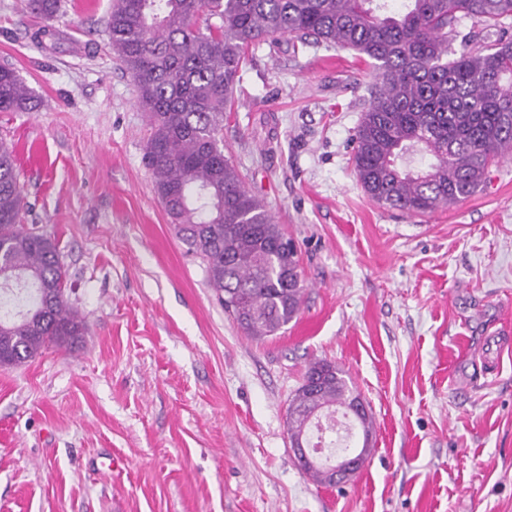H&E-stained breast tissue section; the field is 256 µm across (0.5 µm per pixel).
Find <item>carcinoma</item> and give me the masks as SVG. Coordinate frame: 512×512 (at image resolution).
<instances>
[{"instance_id": "1", "label": "carcinoma", "mask_w": 512, "mask_h": 512, "mask_svg": "<svg viewBox=\"0 0 512 512\" xmlns=\"http://www.w3.org/2000/svg\"><path fill=\"white\" fill-rule=\"evenodd\" d=\"M49 22L58 0H26ZM205 16L204 25L198 18ZM463 19L506 34L512 0H112L110 50L147 113L142 157L181 242L202 256L224 312L247 336H274L298 314L305 280L297 249L264 201L224 155L220 132L247 55L289 36L355 52L375 82L354 135V170L365 194L410 216L474 195L489 166L512 150V39L481 43L448 33ZM34 96L0 65V112H26ZM416 154L430 162L412 169ZM13 148L0 144V349L21 365L49 346L69 349L84 320L65 299L66 273L51 236L23 224ZM364 404L346 371L310 362L288 402L289 438L312 439L324 416L336 447V407Z\"/></svg>"}]
</instances>
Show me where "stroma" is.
<instances>
[{"mask_svg": "<svg viewBox=\"0 0 512 512\" xmlns=\"http://www.w3.org/2000/svg\"><path fill=\"white\" fill-rule=\"evenodd\" d=\"M111 0H60L55 40L0 0V64L38 106L0 112L23 221L58 243L75 347L0 367V512H512V155L457 205L372 201L352 163L369 67L263 42L224 152L292 238L306 291L278 335L245 336L142 162L137 91L108 47ZM372 409L363 467L314 483L289 446L310 361Z\"/></svg>", "mask_w": 512, "mask_h": 512, "instance_id": "1", "label": "stroma"}]
</instances>
